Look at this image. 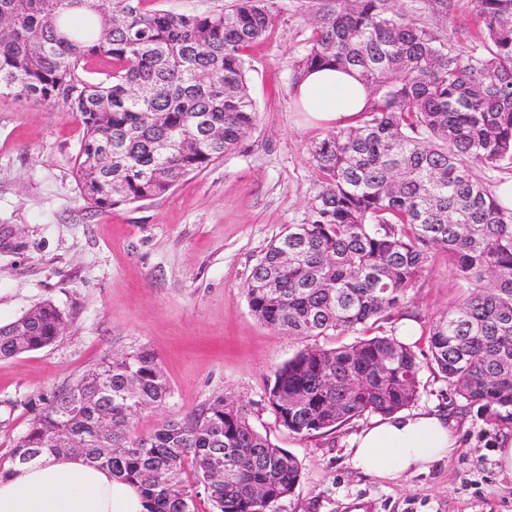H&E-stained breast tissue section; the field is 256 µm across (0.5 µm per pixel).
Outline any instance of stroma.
Returning <instances> with one entry per match:
<instances>
[{
  "label": "stroma",
  "instance_id": "35a3bbf8",
  "mask_svg": "<svg viewBox=\"0 0 512 512\" xmlns=\"http://www.w3.org/2000/svg\"><path fill=\"white\" fill-rule=\"evenodd\" d=\"M278 5L275 30L245 52L256 128L162 198L89 209L73 172L83 133L75 114L0 100V324L47 301L67 318L54 344L0 360V468L41 398L104 355L145 348L158 356L171 395L133 418L131 437L218 397L247 404L253 426L302 465L281 512H512V476L494 459L512 427L456 396L429 360L432 318L464 297L446 253H435L381 331L403 338V319L413 320L421 395L412 409L448 412L459 442L448 458L397 481L367 475L349 450L372 416L301 437L279 427L264 402L272 371L303 342L259 322L243 286L269 242L301 222L307 147L326 132L292 98L288 62L311 33L307 4Z\"/></svg>",
  "mask_w": 512,
  "mask_h": 512
}]
</instances>
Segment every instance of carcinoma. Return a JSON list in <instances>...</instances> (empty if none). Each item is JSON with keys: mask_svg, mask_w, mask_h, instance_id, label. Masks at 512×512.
I'll return each instance as SVG.
<instances>
[{"mask_svg": "<svg viewBox=\"0 0 512 512\" xmlns=\"http://www.w3.org/2000/svg\"><path fill=\"white\" fill-rule=\"evenodd\" d=\"M464 3L475 32L421 19ZM311 34L294 81L316 66L354 72L368 92L355 124L308 147L312 182L299 224L272 240L244 284L264 325L301 339L365 333L402 306L435 251L467 296L434 317L431 363L454 394L512 424V209L488 174L512 169V0H309ZM279 21L277 0L173 13L146 0H0V97L61 105L83 135L74 173L97 211L161 198L224 157L257 122L245 50ZM50 302L0 325V359L55 343ZM420 363L386 335L297 351L265 403L290 434L328 432L416 402ZM108 384L109 394L100 389ZM147 349L106 355L43 399L11 466L81 449L136 486L146 512H194L191 466L216 512H279L302 465L222 397L132 438L145 407L170 396ZM79 398L75 413L67 405Z\"/></svg>", "mask_w": 512, "mask_h": 512, "instance_id": "1", "label": "carcinoma"}]
</instances>
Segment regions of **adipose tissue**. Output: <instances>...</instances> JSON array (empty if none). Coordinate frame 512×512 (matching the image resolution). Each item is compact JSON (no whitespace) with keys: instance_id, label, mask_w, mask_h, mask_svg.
I'll use <instances>...</instances> for the list:
<instances>
[{"instance_id":"adipose-tissue-1","label":"adipose tissue","mask_w":512,"mask_h":512,"mask_svg":"<svg viewBox=\"0 0 512 512\" xmlns=\"http://www.w3.org/2000/svg\"><path fill=\"white\" fill-rule=\"evenodd\" d=\"M301 108L328 127L349 124L367 92L349 72L323 68L295 89ZM445 414L396 413L363 429L352 447L355 468L396 481L423 473L456 448ZM0 512H145L139 492L111 471L82 459L52 457L22 468L0 470Z\"/></svg>"}]
</instances>
